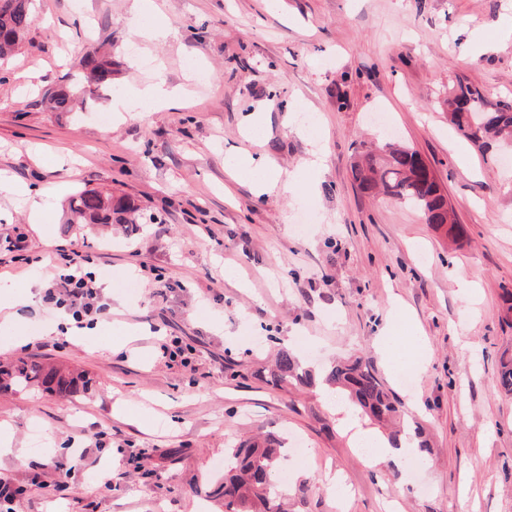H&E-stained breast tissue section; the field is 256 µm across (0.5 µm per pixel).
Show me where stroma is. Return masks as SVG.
<instances>
[{
	"mask_svg": "<svg viewBox=\"0 0 512 512\" xmlns=\"http://www.w3.org/2000/svg\"><path fill=\"white\" fill-rule=\"evenodd\" d=\"M133 2L35 0L0 63V171L44 201L33 224L0 190V293L34 296L0 310V365L92 381L85 394H0L14 448L0 512H213L227 441L269 434L308 450L283 462L287 512H512V395L496 386L512 358V146L485 158L439 106L461 81L488 105L512 100V37L499 33L512 0H154L163 41ZM88 41L111 46L112 89L84 112L44 111ZM155 81L184 103L115 116V92ZM391 135L433 167L460 237L359 189L358 154ZM244 153L303 179L258 191L235 171ZM62 183L111 189L124 223H63ZM71 246L112 304L84 341L62 332L69 316L51 313L42 275ZM281 348L308 366L367 358L429 450L368 465L353 434L369 420L317 388L257 379Z\"/></svg>",
	"mask_w": 512,
	"mask_h": 512,
	"instance_id": "1",
	"label": "stroma"
}]
</instances>
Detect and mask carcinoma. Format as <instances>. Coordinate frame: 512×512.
<instances>
[{
	"label": "carcinoma",
	"mask_w": 512,
	"mask_h": 512,
	"mask_svg": "<svg viewBox=\"0 0 512 512\" xmlns=\"http://www.w3.org/2000/svg\"><path fill=\"white\" fill-rule=\"evenodd\" d=\"M36 19L34 0H0V61L25 40ZM112 53L101 46L86 45L77 62V73L67 76L45 96L50 112H74L86 96L113 83ZM448 120L467 140L486 150L493 141L512 143V101L487 106L482 94L468 84H459V92L441 102ZM428 164L410 147L391 143L379 151L365 150L354 163L352 175L358 187L375 191L406 204L423 214L428 224L448 227L456 237L460 227L448 199L436 177L426 172ZM120 210L112 203V192L85 188L68 202V224H110L112 213ZM258 377L266 384L280 387L292 380L312 386L316 378L301 369L298 358L288 350L278 353L272 366ZM322 382L337 389L362 415L387 426L400 414L399 400L389 392L362 357H349L331 365ZM42 387L47 391L74 393L88 390L81 374L46 371L36 363L22 365L10 372L0 371V389ZM498 388L512 395V359L499 361ZM286 439L276 436L260 441H244L224 454V483L217 496L224 500V512H281L282 490L277 471L287 457Z\"/></svg>",
	"instance_id": "carcinoma-1"
}]
</instances>
